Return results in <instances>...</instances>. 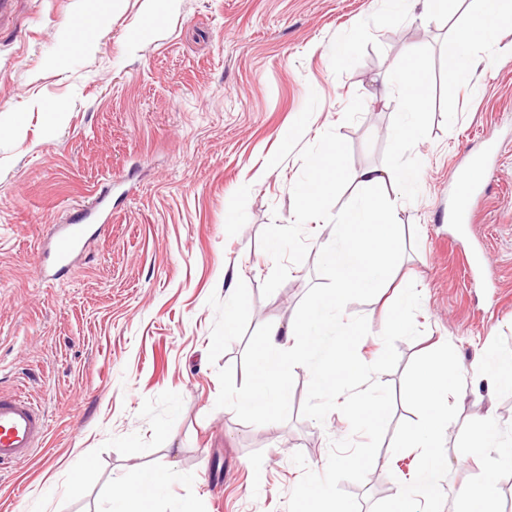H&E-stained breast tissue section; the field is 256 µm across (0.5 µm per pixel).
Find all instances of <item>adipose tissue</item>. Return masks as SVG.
Segmentation results:
<instances>
[{
  "instance_id": "ef3b65f1",
  "label": "adipose tissue",
  "mask_w": 512,
  "mask_h": 512,
  "mask_svg": "<svg viewBox=\"0 0 512 512\" xmlns=\"http://www.w3.org/2000/svg\"><path fill=\"white\" fill-rule=\"evenodd\" d=\"M480 10L472 23L457 31L453 53L444 63L448 76H457L469 68L479 45L487 41L490 23L512 17V0H479ZM399 112L397 128L413 136L420 135L416 120L425 108L427 94L425 65L417 56H410L409 64L401 75L398 86ZM453 365L445 361L426 363L412 387V395L421 411L418 424L407 431V438L425 452L426 463L416 476L414 486L400 490L393 500L391 512H416L417 502L438 499L442 494L439 476L447 466V457L437 452L443 428L447 424L448 406L439 394L455 378ZM498 449L495 459H487V449ZM459 459L482 464L485 476L468 489L473 512H492L491 504L497 498L493 476L502 467H512V446L502 444L494 422L477 427L471 440L457 452ZM170 475L164 470L144 473L138 483L114 502L112 512H152L151 500L155 489L168 483Z\"/></svg>"
}]
</instances>
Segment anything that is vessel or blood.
<instances>
[{
	"mask_svg": "<svg viewBox=\"0 0 512 512\" xmlns=\"http://www.w3.org/2000/svg\"><path fill=\"white\" fill-rule=\"evenodd\" d=\"M480 166V161H473L471 168L457 169L451 178L454 218L463 224L470 220L473 198L482 192L480 180L471 174L472 169ZM97 232V227L79 219L60 225L48 251L55 274L66 272ZM45 436L44 415L28 396L20 392L0 393V468L28 459Z\"/></svg>",
	"mask_w": 512,
	"mask_h": 512,
	"instance_id": "vessel-or-blood-1",
	"label": "vessel or blood"
}]
</instances>
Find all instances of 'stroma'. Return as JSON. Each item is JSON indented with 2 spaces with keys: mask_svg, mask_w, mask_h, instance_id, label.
<instances>
[{
  "mask_svg": "<svg viewBox=\"0 0 512 512\" xmlns=\"http://www.w3.org/2000/svg\"><path fill=\"white\" fill-rule=\"evenodd\" d=\"M471 5L429 18L384 0H14L0 24V390L41 403L44 443L0 471V512H109L143 470L173 479L154 512H287L302 477L323 473L332 441L351 434L340 412L301 414L310 379L294 371L291 416L251 425L216 405L219 368L243 383L258 326L294 319L331 225L306 227L308 253L263 296L273 270L260 237L294 220L301 147L336 129L351 169H416L397 205L405 252L398 284L415 282L421 336L396 345L381 374L394 390L386 436L363 483L343 488L361 512H388L424 457L404 431L419 418L409 389L422 361L454 359L443 391L448 465L440 499L420 512H462L481 476L458 462L475 426L492 419L512 439V391L482 368L485 340L512 354V20L498 22L477 63L448 79L454 27ZM100 23L77 49L83 20ZM426 65L420 136L396 130L383 94L407 65ZM454 114H447V106ZM471 228L452 223L448 177L482 154ZM105 230L74 271L38 277L55 225L90 211L104 186ZM240 300L224 324L228 293ZM387 297L350 303L369 333L363 362L383 351Z\"/></svg>",
  "mask_w": 512,
  "mask_h": 512,
  "instance_id": "35a3bbf8",
  "label": "stroma"
}]
</instances>
